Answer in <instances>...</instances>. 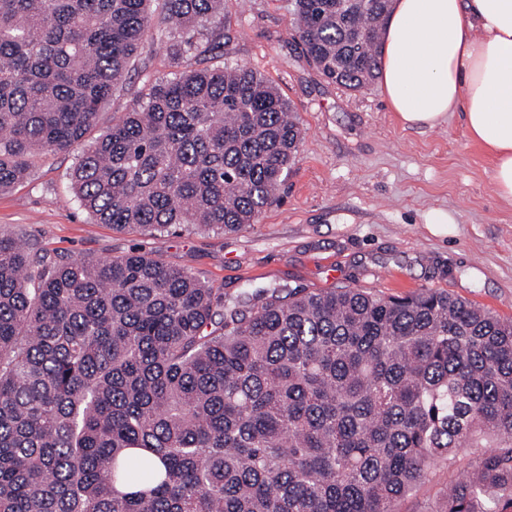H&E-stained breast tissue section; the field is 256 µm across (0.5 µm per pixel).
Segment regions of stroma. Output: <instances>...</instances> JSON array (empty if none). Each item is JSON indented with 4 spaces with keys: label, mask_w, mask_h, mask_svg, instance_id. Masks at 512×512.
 I'll return each mask as SVG.
<instances>
[{
    "label": "stroma",
    "mask_w": 512,
    "mask_h": 512,
    "mask_svg": "<svg viewBox=\"0 0 512 512\" xmlns=\"http://www.w3.org/2000/svg\"><path fill=\"white\" fill-rule=\"evenodd\" d=\"M290 8L291 0H226V38L216 52L218 61L273 81L302 129L288 178L256 224L153 236L94 223L66 180L75 155L63 152L40 157L24 182L0 192V233L26 235L65 258L142 251L228 297L271 283L385 296L444 288L511 318L512 204L494 189L492 154L458 115L433 129H407L379 88L351 92L328 82L293 41ZM169 70L166 52L145 43L98 131L132 106L145 75ZM459 474L438 463L399 512H434Z\"/></svg>",
    "instance_id": "obj_1"
}]
</instances>
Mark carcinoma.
Listing matches in <instances>:
<instances>
[{
    "mask_svg": "<svg viewBox=\"0 0 512 512\" xmlns=\"http://www.w3.org/2000/svg\"><path fill=\"white\" fill-rule=\"evenodd\" d=\"M0 0V191L78 151L79 208L115 230L235 232L301 128L239 63L189 69L224 0ZM391 0H292V36L349 90ZM175 70L86 134L146 40ZM441 461L436 512H512V318L446 290L270 284L236 298L132 251L63 258L0 235V512H396Z\"/></svg>",
    "mask_w": 512,
    "mask_h": 512,
    "instance_id": "obj_1",
    "label": "carcinoma"
}]
</instances>
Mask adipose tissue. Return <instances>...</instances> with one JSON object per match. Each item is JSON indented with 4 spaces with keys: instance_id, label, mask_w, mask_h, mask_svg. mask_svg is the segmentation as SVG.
Returning <instances> with one entry per match:
<instances>
[{
    "instance_id": "ef3b65f1",
    "label": "adipose tissue",
    "mask_w": 512,
    "mask_h": 512,
    "mask_svg": "<svg viewBox=\"0 0 512 512\" xmlns=\"http://www.w3.org/2000/svg\"><path fill=\"white\" fill-rule=\"evenodd\" d=\"M380 89L409 128L459 113L491 151L496 192L512 204V0H393Z\"/></svg>"
}]
</instances>
